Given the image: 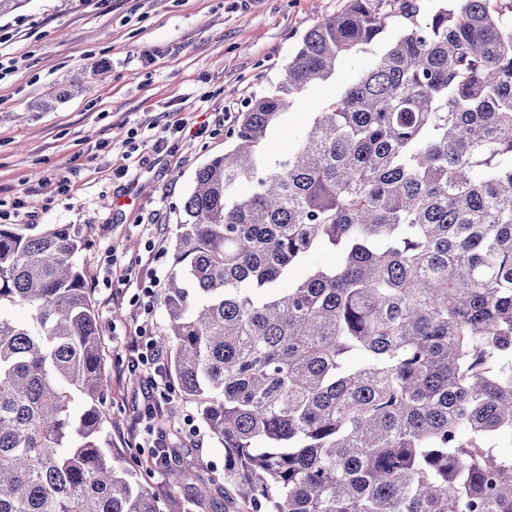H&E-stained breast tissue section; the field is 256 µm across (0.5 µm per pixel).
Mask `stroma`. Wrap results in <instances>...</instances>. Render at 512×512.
Wrapping results in <instances>:
<instances>
[{"mask_svg":"<svg viewBox=\"0 0 512 512\" xmlns=\"http://www.w3.org/2000/svg\"><path fill=\"white\" fill-rule=\"evenodd\" d=\"M347 0H26L1 16L16 36L0 58L16 69L0 79V224H77L87 234L78 256L99 316L110 388L106 434L121 465L162 493L163 512H247L233 487L202 503L169 480L151 438L133 427L144 411L128 343L141 324L162 338V307L142 316L126 271L167 279L172 240L185 221L195 176L234 145L239 115L281 83L290 56L322 18ZM381 45L344 57L334 78L299 96L269 135L288 154L308 120L372 67ZM206 123L196 139L150 140L164 125ZM159 224L161 235L147 227ZM154 420L195 478L219 475L224 450L208 429L199 441L184 428L200 418L173 374Z\"/></svg>","mask_w":512,"mask_h":512,"instance_id":"obj_1","label":"stroma"}]
</instances>
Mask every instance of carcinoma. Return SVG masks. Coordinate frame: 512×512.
<instances>
[{
	"mask_svg": "<svg viewBox=\"0 0 512 512\" xmlns=\"http://www.w3.org/2000/svg\"><path fill=\"white\" fill-rule=\"evenodd\" d=\"M396 21L271 156L294 99ZM232 136L185 200L160 341L224 483L251 512H512V0H348ZM85 246L0 224V512H163L112 460Z\"/></svg>",
	"mask_w": 512,
	"mask_h": 512,
	"instance_id": "cac0c4a2",
	"label": "carcinoma"
}]
</instances>
